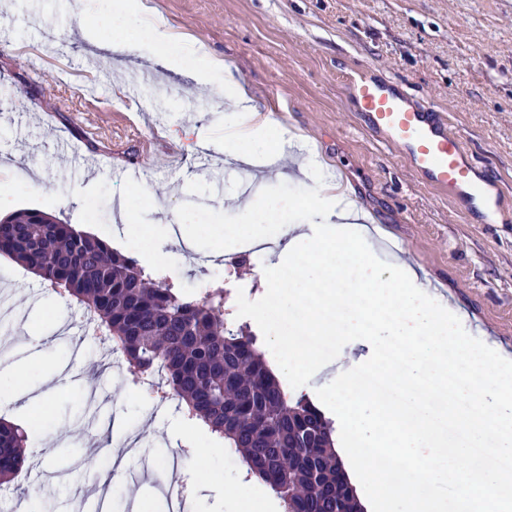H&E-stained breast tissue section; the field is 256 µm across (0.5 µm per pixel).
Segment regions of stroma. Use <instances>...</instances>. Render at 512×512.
I'll return each mask as SVG.
<instances>
[{
	"label": "stroma",
	"mask_w": 512,
	"mask_h": 512,
	"mask_svg": "<svg viewBox=\"0 0 512 512\" xmlns=\"http://www.w3.org/2000/svg\"><path fill=\"white\" fill-rule=\"evenodd\" d=\"M72 2L0 0V202L81 225L143 264L180 268L178 285L193 291L225 278L217 257L237 248L235 205L276 199L300 211L331 181L368 214L373 244L391 243L465 313L468 334L512 357V223H468L396 146L362 129L346 81L369 67L449 113L512 209V0H148L221 57L269 116L268 149L279 157L271 167L225 158L224 81L189 76L203 62L169 69L114 56L103 43L138 42L140 32L113 21L112 0H93L80 21ZM143 69L155 85L129 97ZM64 136L87 154L108 152L107 164L91 173L69 164ZM151 138L154 153L141 152ZM200 140L208 150H196ZM300 142L320 168L298 183ZM83 318L75 301L0 256V356L37 403L26 413L0 402V416L28 437L22 472L0 487V512L37 503L79 512L84 489L104 494L108 512H172L173 481L186 488L182 512H224L240 456L217 452L204 428L145 399ZM49 374L60 376L57 389L43 384ZM116 434L137 453L111 485L100 479L102 444ZM197 448L210 456L194 457Z\"/></svg>",
	"instance_id": "stroma-1"
}]
</instances>
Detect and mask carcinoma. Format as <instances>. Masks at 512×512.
Segmentation results:
<instances>
[{"instance_id": "1", "label": "carcinoma", "mask_w": 512, "mask_h": 512, "mask_svg": "<svg viewBox=\"0 0 512 512\" xmlns=\"http://www.w3.org/2000/svg\"><path fill=\"white\" fill-rule=\"evenodd\" d=\"M0 255L75 298L137 385L158 379L237 450L283 512H364L336 453L334 422L291 397L250 325L226 318L231 291L188 293L156 269L65 220L28 210L0 221ZM26 436L0 418V486L25 465Z\"/></svg>"}]
</instances>
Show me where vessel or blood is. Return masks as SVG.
I'll return each mask as SVG.
<instances>
[{
  "mask_svg": "<svg viewBox=\"0 0 512 512\" xmlns=\"http://www.w3.org/2000/svg\"><path fill=\"white\" fill-rule=\"evenodd\" d=\"M349 94L370 135L400 148L425 183L447 192L474 224H496L502 215L500 182L476 166L467 141L445 113L417 105L395 81L358 69Z\"/></svg>",
  "mask_w": 512,
  "mask_h": 512,
  "instance_id": "vessel-or-blood-1",
  "label": "vessel or blood"
}]
</instances>
